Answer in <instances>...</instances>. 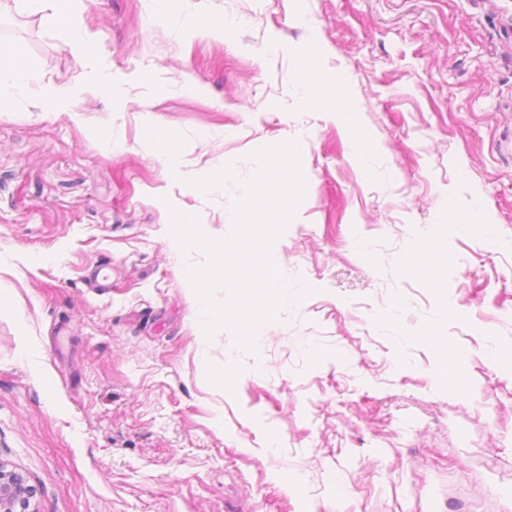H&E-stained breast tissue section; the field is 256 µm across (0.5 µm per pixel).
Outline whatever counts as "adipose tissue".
I'll return each mask as SVG.
<instances>
[{
  "label": "adipose tissue",
  "instance_id": "adipose-tissue-1",
  "mask_svg": "<svg viewBox=\"0 0 512 512\" xmlns=\"http://www.w3.org/2000/svg\"><path fill=\"white\" fill-rule=\"evenodd\" d=\"M81 2L82 0H19V5L27 13L41 15L63 46L75 56L86 58L90 55L92 38L80 26ZM301 83L310 102L324 111L334 113L346 127H354L355 115L341 86H324L319 72L308 64L301 70Z\"/></svg>",
  "mask_w": 512,
  "mask_h": 512
}]
</instances>
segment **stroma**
Masks as SVG:
<instances>
[{"instance_id":"35a3bbf8","label":"stroma","mask_w":512,"mask_h":512,"mask_svg":"<svg viewBox=\"0 0 512 512\" xmlns=\"http://www.w3.org/2000/svg\"><path fill=\"white\" fill-rule=\"evenodd\" d=\"M81 17L112 90L0 0V45L80 91L0 114V461L27 512H512V0ZM307 57L355 129L306 99ZM298 141L304 195L271 245L288 289L247 350L206 333L189 271L209 257L172 214L229 237L255 152ZM448 210L432 281L403 259Z\"/></svg>"}]
</instances>
